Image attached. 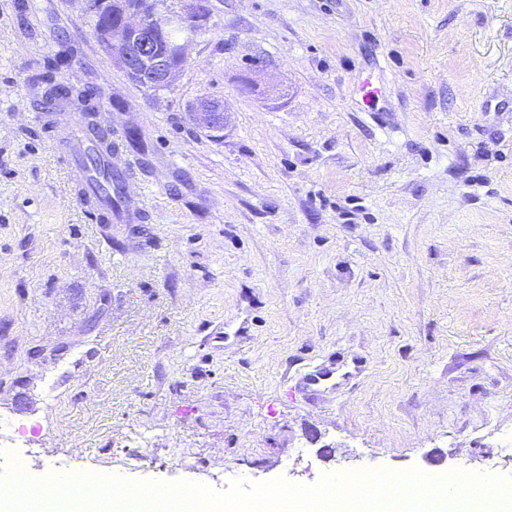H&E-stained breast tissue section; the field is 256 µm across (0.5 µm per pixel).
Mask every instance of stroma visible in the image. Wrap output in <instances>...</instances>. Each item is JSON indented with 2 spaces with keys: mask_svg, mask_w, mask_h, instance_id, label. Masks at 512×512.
<instances>
[{
  "mask_svg": "<svg viewBox=\"0 0 512 512\" xmlns=\"http://www.w3.org/2000/svg\"><path fill=\"white\" fill-rule=\"evenodd\" d=\"M50 63L102 90L134 223L92 221L35 120ZM332 354L353 385L287 395ZM5 420L36 477L512 478V0H210L157 93L78 0H0ZM194 118L202 127L208 128L212 124L223 125L226 122V115L224 113V106L214 102H206L205 100L199 102L194 109Z\"/></svg>",
  "mask_w": 512,
  "mask_h": 512,
  "instance_id": "obj_1",
  "label": "stroma"
}]
</instances>
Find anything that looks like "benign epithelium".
<instances>
[{
    "label": "benign epithelium",
    "instance_id": "7a95c632",
    "mask_svg": "<svg viewBox=\"0 0 512 512\" xmlns=\"http://www.w3.org/2000/svg\"><path fill=\"white\" fill-rule=\"evenodd\" d=\"M80 2L86 14L106 17L112 11V0ZM209 16V0H182L179 8L165 0H145L123 5L119 21H105L96 36L125 73L159 92L177 79L178 69L172 66V60L186 59L188 46L203 32ZM172 30L179 31L180 38L171 42L166 52H159V37ZM194 118L203 127L222 125L226 122L224 106L203 100L195 106Z\"/></svg>",
    "mask_w": 512,
    "mask_h": 512
}]
</instances>
